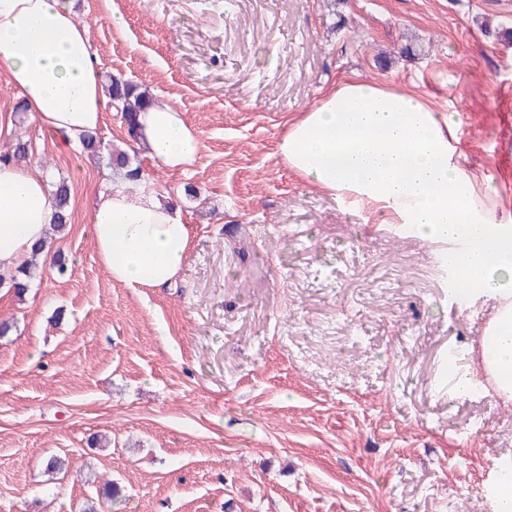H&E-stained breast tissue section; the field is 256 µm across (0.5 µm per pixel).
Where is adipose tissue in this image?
<instances>
[{
    "mask_svg": "<svg viewBox=\"0 0 512 512\" xmlns=\"http://www.w3.org/2000/svg\"><path fill=\"white\" fill-rule=\"evenodd\" d=\"M0 75L43 128L72 143L102 123L96 58L66 0H0ZM136 124L154 164L179 171L199 157V134L175 107L150 106ZM277 153L295 175L349 209L448 245L455 283L494 302L455 393L487 392L512 405V219L467 171L454 122L412 91L347 79L288 124ZM52 220L40 166L0 163L1 275L24 266L33 248L53 251ZM91 222L112 281L135 292L175 282L192 245L191 225L148 180L133 190L109 181Z\"/></svg>",
    "mask_w": 512,
    "mask_h": 512,
    "instance_id": "1",
    "label": "adipose tissue"
}]
</instances>
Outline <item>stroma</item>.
Here are the masks:
<instances>
[{"label":"stroma","instance_id":"1","mask_svg":"<svg viewBox=\"0 0 512 512\" xmlns=\"http://www.w3.org/2000/svg\"><path fill=\"white\" fill-rule=\"evenodd\" d=\"M71 7L102 76L198 129L186 171L131 157L193 243L171 287L112 282L88 222L105 165L18 111L0 77V154L27 141L71 210L67 275L0 292V512H493L512 408L447 379L492 301L457 307L433 244L312 189L276 144L337 81L390 83L458 113L470 170L512 213V38L492 33L512 0Z\"/></svg>","mask_w":512,"mask_h":512}]
</instances>
